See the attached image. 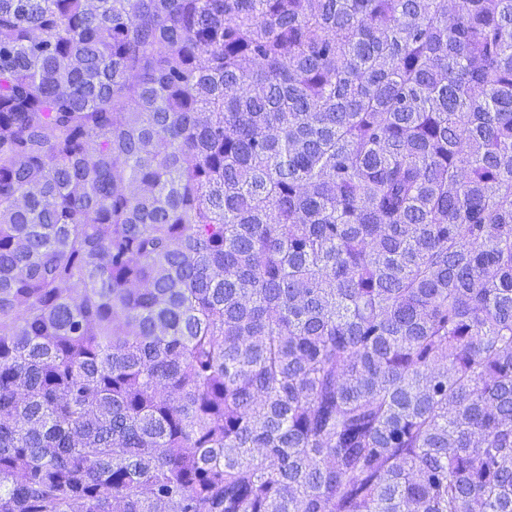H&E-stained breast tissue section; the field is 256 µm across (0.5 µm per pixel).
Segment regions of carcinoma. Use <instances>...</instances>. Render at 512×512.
I'll list each match as a JSON object with an SVG mask.
<instances>
[{
    "instance_id": "obj_1",
    "label": "carcinoma",
    "mask_w": 512,
    "mask_h": 512,
    "mask_svg": "<svg viewBox=\"0 0 512 512\" xmlns=\"http://www.w3.org/2000/svg\"><path fill=\"white\" fill-rule=\"evenodd\" d=\"M0 512H512V0H0Z\"/></svg>"
}]
</instances>
